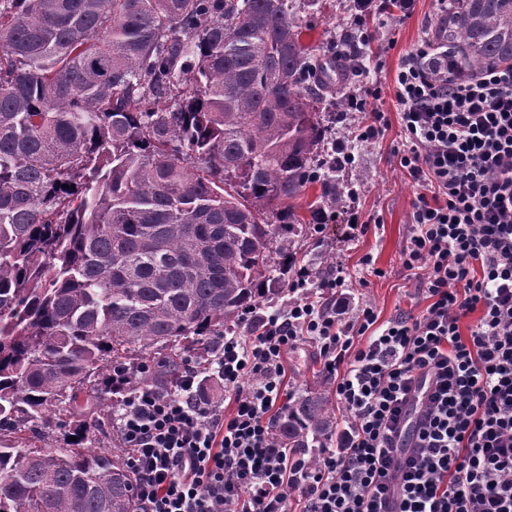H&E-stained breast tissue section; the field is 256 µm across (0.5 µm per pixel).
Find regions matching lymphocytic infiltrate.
I'll use <instances>...</instances> for the list:
<instances>
[{
	"mask_svg": "<svg viewBox=\"0 0 512 512\" xmlns=\"http://www.w3.org/2000/svg\"><path fill=\"white\" fill-rule=\"evenodd\" d=\"M352 2L353 33L330 42L357 62L340 106L351 139L325 160L336 171L355 159L350 142L388 129L370 77L386 52L377 33L416 0ZM394 102L396 157L417 188L402 266L424 310L383 323L369 305L346 314L328 303L346 272L302 267L279 308L249 310L244 335L186 354L167 387L135 388L115 370L112 430L140 512H512V67L452 81L445 50L425 40L402 57ZM305 342L344 412L314 465L271 442L286 357ZM206 373L232 410L202 394Z\"/></svg>",
	"mask_w": 512,
	"mask_h": 512,
	"instance_id": "f902f5d3",
	"label": "lymphocytic infiltrate"
}]
</instances>
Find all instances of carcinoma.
<instances>
[{"label": "carcinoma", "mask_w": 512, "mask_h": 512, "mask_svg": "<svg viewBox=\"0 0 512 512\" xmlns=\"http://www.w3.org/2000/svg\"><path fill=\"white\" fill-rule=\"evenodd\" d=\"M294 0H0V512H138L118 442L25 435L78 418L132 350L198 344L295 263L320 106L346 81ZM448 72L512 67V0H448ZM164 369L136 378L163 388ZM323 383L280 448L336 441ZM50 427L46 429V438L38 441L33 440L35 445L41 448H59L65 446L67 438L76 427V419L67 412H50Z\"/></svg>", "instance_id": "1"}]
</instances>
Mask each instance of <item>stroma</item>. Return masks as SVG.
Segmentation results:
<instances>
[{
  "label": "stroma",
  "mask_w": 512,
  "mask_h": 512,
  "mask_svg": "<svg viewBox=\"0 0 512 512\" xmlns=\"http://www.w3.org/2000/svg\"><path fill=\"white\" fill-rule=\"evenodd\" d=\"M437 15L435 0H418L411 19L402 24L390 21L380 29V40L393 43L374 76L385 91L382 108L389 114L390 128L383 139L353 144L355 162L352 168L337 174L335 194L325 195L322 186L315 184L302 197L303 202L326 209L333 203L347 204L348 189H358V209L363 218L375 220V227L356 236L347 224L308 226L295 244V264L308 267L320 278L344 269L351 276L344 296L347 309L367 303L375 307L383 321L398 311L424 306L415 282L406 280L401 266L411 235L416 189L393 155L400 133L399 117L394 112V80L403 55L428 35ZM299 16L303 42L323 53L332 37L348 30L352 20L350 0H320L317 9L300 11ZM287 362L286 381L292 395H300L322 382L310 344L299 345L290 352Z\"/></svg>",
  "instance_id": "35a3bbf8"
}]
</instances>
